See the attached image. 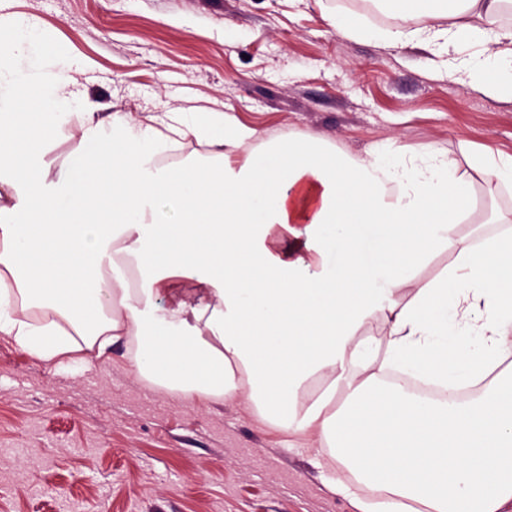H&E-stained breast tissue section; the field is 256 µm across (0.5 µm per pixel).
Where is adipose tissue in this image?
<instances>
[{"instance_id":"adipose-tissue-1","label":"adipose tissue","mask_w":512,"mask_h":512,"mask_svg":"<svg viewBox=\"0 0 512 512\" xmlns=\"http://www.w3.org/2000/svg\"><path fill=\"white\" fill-rule=\"evenodd\" d=\"M501 2L393 5L424 19L406 35L419 43L483 39L485 59L461 60L459 80L512 99V76L487 72L500 40L481 27ZM47 52L0 13L1 336L45 361L123 340L138 375L187 398L246 399L347 469L353 484L326 488L354 512H512V236L456 232L474 182L511 185L512 161L471 153L468 179L431 152L351 156L175 112L174 134L211 151L160 166L171 141L155 127L88 112L54 177L45 156L71 97L14 68ZM445 248L448 268L417 280Z\"/></svg>"}]
</instances>
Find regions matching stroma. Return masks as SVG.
Instances as JSON below:
<instances>
[{
    "instance_id": "1",
    "label": "stroma",
    "mask_w": 512,
    "mask_h": 512,
    "mask_svg": "<svg viewBox=\"0 0 512 512\" xmlns=\"http://www.w3.org/2000/svg\"><path fill=\"white\" fill-rule=\"evenodd\" d=\"M54 56L46 87L73 93L53 172L77 145L86 102L140 122L223 112L269 133L301 134L357 156L435 150L456 161L486 147L512 156V102L434 77L430 47L380 39L395 25L363 18L339 33L336 0H12ZM457 226L512 232V188ZM124 343L46 362L0 335V512H352L324 483L350 476L312 440L276 432L242 400H188L132 373Z\"/></svg>"
}]
</instances>
